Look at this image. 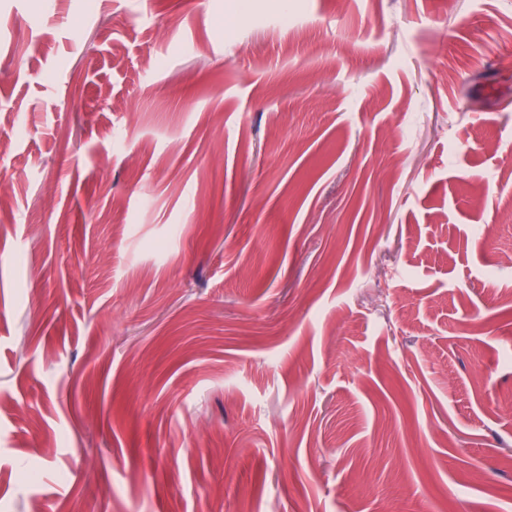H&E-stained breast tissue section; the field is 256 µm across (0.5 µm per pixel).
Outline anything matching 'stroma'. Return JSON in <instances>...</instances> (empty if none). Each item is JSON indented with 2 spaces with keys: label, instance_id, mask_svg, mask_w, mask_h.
<instances>
[{
  "label": "stroma",
  "instance_id": "1",
  "mask_svg": "<svg viewBox=\"0 0 512 512\" xmlns=\"http://www.w3.org/2000/svg\"><path fill=\"white\" fill-rule=\"evenodd\" d=\"M0 512H512V0H0Z\"/></svg>",
  "mask_w": 512,
  "mask_h": 512
}]
</instances>
